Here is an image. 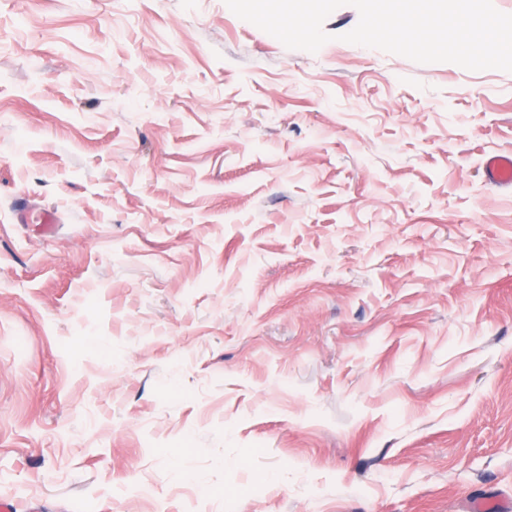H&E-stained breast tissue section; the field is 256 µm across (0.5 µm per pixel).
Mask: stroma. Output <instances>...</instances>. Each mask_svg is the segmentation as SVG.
Segmentation results:
<instances>
[{
  "instance_id": "1",
  "label": "stroma",
  "mask_w": 512,
  "mask_h": 512,
  "mask_svg": "<svg viewBox=\"0 0 512 512\" xmlns=\"http://www.w3.org/2000/svg\"><path fill=\"white\" fill-rule=\"evenodd\" d=\"M358 20L310 53L224 0H0L14 512L512 503V73ZM483 174L496 187H512V153L492 154L483 162Z\"/></svg>"
}]
</instances>
